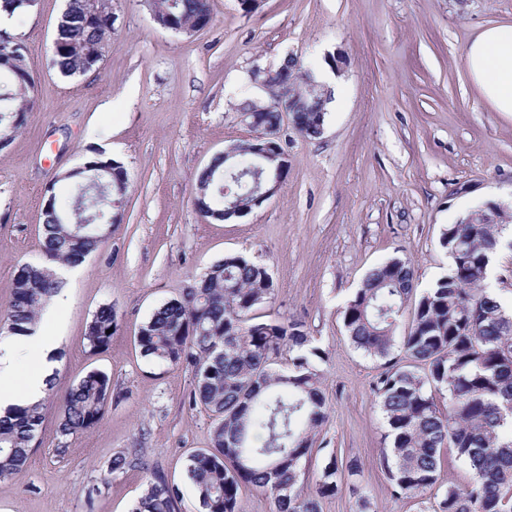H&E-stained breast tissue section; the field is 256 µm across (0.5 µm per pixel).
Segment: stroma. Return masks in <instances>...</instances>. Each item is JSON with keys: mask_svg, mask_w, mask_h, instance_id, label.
<instances>
[{"mask_svg": "<svg viewBox=\"0 0 512 512\" xmlns=\"http://www.w3.org/2000/svg\"><path fill=\"white\" fill-rule=\"evenodd\" d=\"M210 3L209 26L177 34L153 21L144 0H110L104 55L74 79L51 65L65 0H38L6 24L26 47L35 93L25 125L0 148V309L18 265L44 259L45 203L75 192L65 172L106 147L130 188L121 223L106 226L100 250L69 284L45 419L27 466L0 481V512H131L144 473L109 471L129 448L178 486L184 512H202L184 466L207 447L212 421L185 402L192 373L145 359L136 336L156 308L230 255L268 267L276 295L261 314L303 322L327 353L328 421L316 445L357 459L351 482L361 493L341 490L322 512H358L362 496L374 512H421L417 500L390 495L379 462L387 428L372 392L382 363L350 344L343 310L367 272L390 258L409 261L422 290L447 274L440 230L471 197L459 184L512 215V115L491 110L463 65L485 24L512 22V0H257L248 13L238 0ZM332 54L347 64L323 132L308 139L283 123L288 172L276 195L234 220L200 214L198 174L252 137L239 104L267 99L252 72L293 56L316 74ZM488 286L512 308L511 233L491 256ZM105 305L120 328L94 355L85 331ZM93 369L112 382L105 414L61 438L58 399Z\"/></svg>", "mask_w": 512, "mask_h": 512, "instance_id": "stroma-1", "label": "stroma"}]
</instances>
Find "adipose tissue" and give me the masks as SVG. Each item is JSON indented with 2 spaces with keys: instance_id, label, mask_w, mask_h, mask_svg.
<instances>
[{
  "instance_id": "ef3b65f1",
  "label": "adipose tissue",
  "mask_w": 512,
  "mask_h": 512,
  "mask_svg": "<svg viewBox=\"0 0 512 512\" xmlns=\"http://www.w3.org/2000/svg\"><path fill=\"white\" fill-rule=\"evenodd\" d=\"M464 65L482 98L497 112L512 113V23L493 22L471 39ZM69 304L66 289L47 302L43 321L30 334L0 338V414L43 399L58 366V323Z\"/></svg>"
}]
</instances>
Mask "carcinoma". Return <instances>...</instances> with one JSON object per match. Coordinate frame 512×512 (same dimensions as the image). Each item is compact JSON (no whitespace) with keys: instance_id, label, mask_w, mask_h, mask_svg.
Wrapping results in <instances>:
<instances>
[{"instance_id":"cac0c4a2","label":"carcinoma","mask_w":512,"mask_h":512,"mask_svg":"<svg viewBox=\"0 0 512 512\" xmlns=\"http://www.w3.org/2000/svg\"><path fill=\"white\" fill-rule=\"evenodd\" d=\"M157 21L174 17L178 25L198 28L212 21L210 0H153ZM90 0H67L55 30L52 66L65 77L92 69L89 54L112 31V11L105 6L87 20ZM0 47L11 48L0 61V135L25 122L32 109L35 84L22 46L0 30ZM322 95L307 97L305 111L291 112L303 137L320 136L325 114ZM256 113L262 128H281L287 100L280 105L245 101L241 111ZM254 155L235 160L219 157L198 176L195 198L203 216L222 221L252 210L248 188L225 176L230 165L247 168ZM88 172L101 175L61 201L53 196L44 211L43 252L46 263H24L13 279V293L0 311V332L24 335L35 325L47 300L60 288L48 263L75 265L95 253L104 240L98 225L114 224L112 203L128 192L127 169L113 160L88 161ZM240 201L224 214V201ZM480 210L441 229L440 244L452 260L448 274L415 302L407 335H396L404 304L416 292L411 265L392 259L373 268L344 311L352 344L384 362L372 391L388 426L391 446L380 463L391 496L424 498L436 490L433 512H512V314L483 288L490 256L500 242L506 214L490 224ZM267 268L244 255L213 264L182 296L157 308L139 329L143 357L192 372L194 387L185 403L204 407L213 416L209 447L187 456L186 477L204 512H239L238 493L251 486L268 493L273 512H321L320 500L339 492L344 475L359 472L358 461L329 452L314 491H304L301 462L313 452L314 436L328 418L321 389L325 352L299 321L260 319L256 311L275 297ZM119 317L102 306L86 329L89 351L107 350ZM288 367H273L283 352ZM448 399L438 408L435 395ZM112 382L91 370L58 403L60 436L80 434L98 425ZM44 421V402L17 407L0 416V480L21 471L31 443ZM449 449L471 473L463 487H438L441 457ZM139 466L146 487L132 512H181L180 490L165 475L150 469L138 449L113 456L110 472Z\"/></svg>"}]
</instances>
